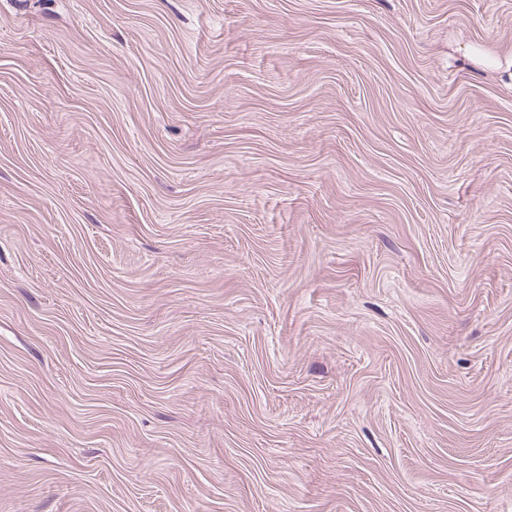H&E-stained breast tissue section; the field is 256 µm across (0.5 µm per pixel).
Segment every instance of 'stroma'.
Here are the masks:
<instances>
[{
  "instance_id": "stroma-1",
  "label": "stroma",
  "mask_w": 512,
  "mask_h": 512,
  "mask_svg": "<svg viewBox=\"0 0 512 512\" xmlns=\"http://www.w3.org/2000/svg\"><path fill=\"white\" fill-rule=\"evenodd\" d=\"M0 512H512V0H0Z\"/></svg>"
}]
</instances>
